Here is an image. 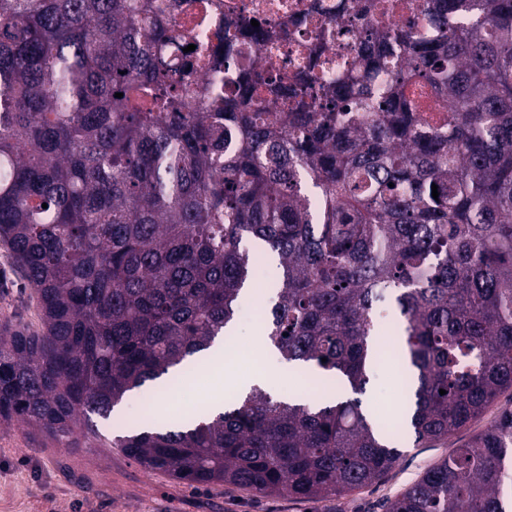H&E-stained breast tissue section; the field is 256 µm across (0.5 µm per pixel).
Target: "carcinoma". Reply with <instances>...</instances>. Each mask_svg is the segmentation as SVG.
Masks as SVG:
<instances>
[{"label": "carcinoma", "instance_id": "cac0c4a2", "mask_svg": "<svg viewBox=\"0 0 512 512\" xmlns=\"http://www.w3.org/2000/svg\"><path fill=\"white\" fill-rule=\"evenodd\" d=\"M471 2L426 0L422 21L371 29L358 60L382 83L345 68L281 82L275 112L261 70L236 73L220 104L160 53L194 44L180 74L219 70L266 21L208 53L169 21L180 0H0V242L44 326L0 330V419L99 442L90 415L153 402L147 383L227 334L254 277L247 240L277 259L267 340L325 398L253 387L177 431L120 421L114 447L189 484L322 499L382 480L409 436L480 418L512 388V0H478L487 18L455 30ZM412 83L446 115H426ZM380 304L397 311L409 387L393 425L361 399ZM508 486L511 409L385 512H512Z\"/></svg>", "mask_w": 512, "mask_h": 512}]
</instances>
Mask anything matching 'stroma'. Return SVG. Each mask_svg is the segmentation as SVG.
I'll list each match as a JSON object with an SVG mask.
<instances>
[{"instance_id": "1", "label": "stroma", "mask_w": 512, "mask_h": 512, "mask_svg": "<svg viewBox=\"0 0 512 512\" xmlns=\"http://www.w3.org/2000/svg\"><path fill=\"white\" fill-rule=\"evenodd\" d=\"M17 323L35 333L43 330L34 292L25 287L8 250L0 245V327ZM398 379L397 361L385 359L373 368L364 397L373 416L392 418L401 396ZM235 395L223 381L187 375L158 404L169 419L184 422L204 397L228 402ZM91 421L102 440L97 448L88 447L80 436L64 448L23 423L0 420V512H384L387 498L401 493L481 428L473 423L431 447L405 443L398 465L381 483L342 498L306 501L224 484L192 487L146 470L122 449L111 447V420L95 415Z\"/></svg>"}]
</instances>
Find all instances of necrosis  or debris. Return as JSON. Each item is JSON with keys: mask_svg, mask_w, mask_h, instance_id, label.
<instances>
[{"mask_svg": "<svg viewBox=\"0 0 512 512\" xmlns=\"http://www.w3.org/2000/svg\"><path fill=\"white\" fill-rule=\"evenodd\" d=\"M388 0H208L207 11L188 7L175 13L177 25L197 41L214 46L224 26L254 20L271 22L276 36L267 43L238 39L231 60L235 68L261 67L271 82L284 75L305 77L308 60L318 71L336 66V48L362 43L376 26L406 23L417 16L418 0H403L400 11L386 9Z\"/></svg>", "mask_w": 512, "mask_h": 512, "instance_id": "necrosis-or-debris-1", "label": "necrosis or debris"}]
</instances>
